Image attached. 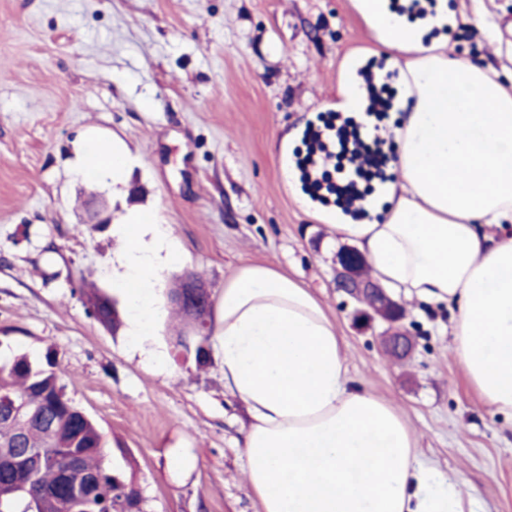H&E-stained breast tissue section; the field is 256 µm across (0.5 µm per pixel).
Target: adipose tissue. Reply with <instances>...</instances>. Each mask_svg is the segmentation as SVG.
<instances>
[{"label":"adipose tissue","mask_w":512,"mask_h":512,"mask_svg":"<svg viewBox=\"0 0 512 512\" xmlns=\"http://www.w3.org/2000/svg\"><path fill=\"white\" fill-rule=\"evenodd\" d=\"M391 50L395 180L364 206L372 220L332 221L356 242L375 276L406 298L448 307L456 358L483 403L512 414V85L495 69L448 54L444 38L403 22L387 0H358ZM122 152L90 139L81 172L119 180ZM176 259L166 225L125 224L121 279L144 345L160 309L154 255ZM224 387L247 408L243 454L261 512H466L456 481L417 459L400 413L351 385L344 338L321 302L261 264L224 284Z\"/></svg>","instance_id":"ef3b65f1"}]
</instances>
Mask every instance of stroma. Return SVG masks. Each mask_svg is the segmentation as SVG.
I'll return each mask as SVG.
<instances>
[{"label":"stroma","mask_w":512,"mask_h":512,"mask_svg":"<svg viewBox=\"0 0 512 512\" xmlns=\"http://www.w3.org/2000/svg\"><path fill=\"white\" fill-rule=\"evenodd\" d=\"M450 53L512 70V0H450ZM494 17L498 40L473 27ZM389 52L355 0H0V352L55 350L68 394L98 424L106 465L132 476L144 512H260L241 445L244 404L224 388L218 336L224 283L244 264L288 275L345 338L350 376L392 404L419 459L478 491L475 512H512V415L468 384L451 313L403 300L414 338L398 359L389 325L337 290L344 243L297 177L305 132L335 101L348 61ZM125 153L124 183L75 174L84 138ZM109 223L92 224L93 201ZM150 214L180 259L158 260L148 362L115 284L122 224ZM193 272L213 308L205 363L176 347L166 312L175 276ZM114 300L120 324L88 313Z\"/></svg>","instance_id":"stroma-1"}]
</instances>
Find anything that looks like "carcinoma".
<instances>
[{"label":"carcinoma","instance_id":"carcinoma-1","mask_svg":"<svg viewBox=\"0 0 512 512\" xmlns=\"http://www.w3.org/2000/svg\"><path fill=\"white\" fill-rule=\"evenodd\" d=\"M91 303L95 319L116 325L110 300L96 295ZM66 388L52 349L0 361V401L27 406L21 418L0 416V512H109L116 489L141 497L133 480L105 466L102 433Z\"/></svg>","mask_w":512,"mask_h":512}]
</instances>
